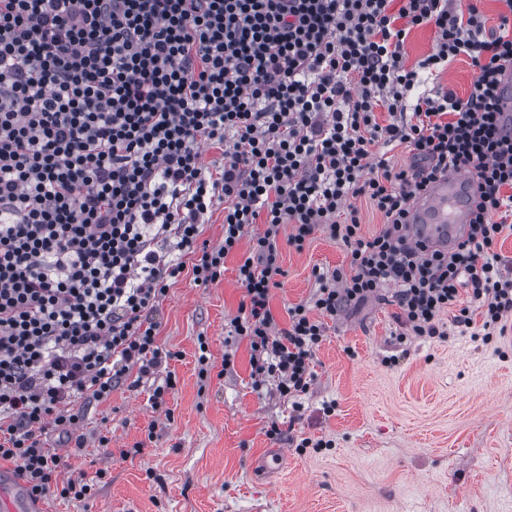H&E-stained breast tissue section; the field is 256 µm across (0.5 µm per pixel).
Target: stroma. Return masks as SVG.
<instances>
[{
	"instance_id": "stroma-1",
	"label": "stroma",
	"mask_w": 512,
	"mask_h": 512,
	"mask_svg": "<svg viewBox=\"0 0 512 512\" xmlns=\"http://www.w3.org/2000/svg\"><path fill=\"white\" fill-rule=\"evenodd\" d=\"M474 77L462 54L440 75H424L419 89L463 97ZM262 230L247 228L219 281L197 285L188 270L169 280L151 317L172 359L86 403L85 453H58L73 475L94 479L93 495L49 493L45 512H512V327L487 342L456 331L400 342L396 306L371 300L328 321L306 394L281 397L271 379L255 387L247 340L225 337L246 300L236 267ZM279 248L285 275L270 308L283 328L289 307L313 293V268L347 264L348 254L319 234L303 251L284 240ZM202 340L212 363L204 378ZM168 374L176 386L165 409H154L153 387ZM103 436L112 457L100 452ZM304 437L330 445L303 448ZM129 448L133 456L121 457Z\"/></svg>"
}]
</instances>
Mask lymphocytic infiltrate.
<instances>
[{
    "instance_id": "lymphocytic-infiltrate-1",
    "label": "lymphocytic infiltrate",
    "mask_w": 512,
    "mask_h": 512,
    "mask_svg": "<svg viewBox=\"0 0 512 512\" xmlns=\"http://www.w3.org/2000/svg\"><path fill=\"white\" fill-rule=\"evenodd\" d=\"M424 25L436 44L419 69L467 55V97L441 87L408 104L419 69L404 40ZM509 67L512 19L487 28L476 0L455 11L448 0H0V462L45 496L62 464L48 430L83 448L77 401L108 399L129 371L143 378L171 357L150 317L167 279L188 269L217 281L257 222L236 269L248 312L230 335L248 339L253 377L277 378L280 395L309 389L325 318L386 290L398 340L442 335L445 312L463 333L503 331ZM205 143L224 149L219 176L200 161ZM379 144L407 145L417 165L376 158ZM460 164L480 187L465 241L412 243L411 201ZM361 197L384 218L369 236ZM218 203L224 240L200 243ZM287 224L296 251L319 233L350 258L313 269L315 290L282 328L270 298Z\"/></svg>"
}]
</instances>
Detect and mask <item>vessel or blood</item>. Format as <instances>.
I'll use <instances>...</instances> for the list:
<instances>
[{
	"label": "vessel or blood",
	"instance_id": "obj_1",
	"mask_svg": "<svg viewBox=\"0 0 512 512\" xmlns=\"http://www.w3.org/2000/svg\"><path fill=\"white\" fill-rule=\"evenodd\" d=\"M477 200L468 167L449 169L411 202V241L441 249L457 245L465 235ZM0 512H43V505L31 498L21 480L0 478Z\"/></svg>",
	"mask_w": 512,
	"mask_h": 512
}]
</instances>
